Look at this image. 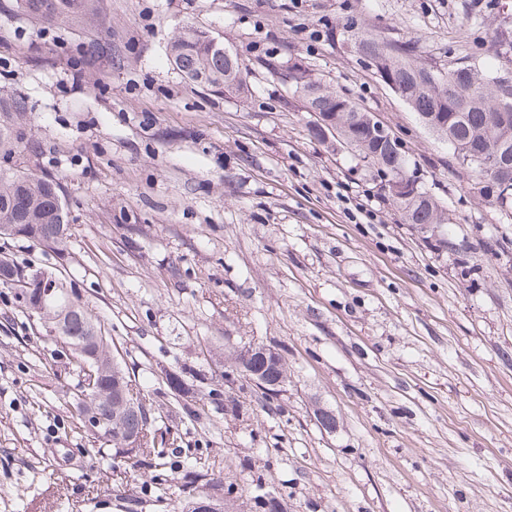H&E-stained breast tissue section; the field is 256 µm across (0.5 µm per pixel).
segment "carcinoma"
Instances as JSON below:
<instances>
[{
  "mask_svg": "<svg viewBox=\"0 0 512 512\" xmlns=\"http://www.w3.org/2000/svg\"><path fill=\"white\" fill-rule=\"evenodd\" d=\"M94 0H21V7L33 17L52 23L62 15H85L92 11ZM341 36L358 59L371 67L372 73L388 89H397L399 97L416 114H431L437 119L448 112L458 113L453 121V141L448 143L454 156V167L460 173H474L483 179L488 171L477 161L463 164L456 156V146H465L473 152L496 144L505 138L512 141V123L506 127L495 122L493 113L497 105L512 113V83L499 84L494 76L508 67L512 69V37L500 34L491 44L490 66L478 72L465 62V57L446 70L428 68L417 61L418 46L414 39L400 40L374 34L363 28L357 20L348 19L340 29ZM169 53L179 60L178 70L190 82L210 87L226 95L240 94L247 87L246 77L240 67L238 55L229 52L224 57L217 53L205 36V31L186 27L170 45ZM267 69L280 74L288 82L293 94L301 98L307 111L323 112L341 122L344 140L356 143L353 152L387 178L403 183L401 173L411 177L404 183L403 191L395 197L388 195L392 206L409 224H437L441 221L442 206L423 187L416 172L410 169L406 152L395 151L391 145L373 136L364 120V109L347 95L328 86L310 95L314 87L312 77L303 66L297 75L289 72L286 62L269 59ZM22 147L15 134L13 117L0 113V152L12 154ZM12 224L15 233L10 238H23L39 245L64 251L67 244L65 203L58 182L15 169L0 168V225ZM33 270L20 268L0 259V282L16 288L30 280ZM57 312L64 314L63 330L50 336L61 347L66 359L67 374L82 383L85 368L95 373L96 389L83 396L72 394L80 421L99 417L103 428H114V434L97 437L99 447L94 453L103 459H116L126 454V449L114 442L120 435H143L144 443L134 459L155 461L166 469L172 478H180L184 485L196 489L234 492L236 483L224 482V477L213 472L190 468L182 450L166 434L150 426L151 404L141 395L136 379L120 368L113 370L110 363L112 349L102 350L93 343L101 329V322L92 317L85 304L73 291L61 285L56 288ZM256 371L261 373L269 386L264 393L273 396L280 388L272 385L277 380L272 365L259 353L251 357ZM166 385L172 393L186 397L190 385L183 374H165ZM131 402L134 410L119 411Z\"/></svg>",
  "mask_w": 512,
  "mask_h": 512,
  "instance_id": "1",
  "label": "carcinoma"
}]
</instances>
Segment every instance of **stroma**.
Returning a JSON list of instances; mask_svg holds the SVG:
<instances>
[{
    "label": "stroma",
    "instance_id": "1",
    "mask_svg": "<svg viewBox=\"0 0 512 512\" xmlns=\"http://www.w3.org/2000/svg\"><path fill=\"white\" fill-rule=\"evenodd\" d=\"M476 68L512 0H96L45 24L0 0V110L24 101L0 167L58 182L64 252L0 255L65 280L191 463L237 482L232 512H512V208L449 167L445 141L341 43L346 17ZM187 26L234 48L245 93L185 80ZM302 64L387 125L441 202L439 243L406 223L376 170L311 133L269 58ZM81 62L83 82L72 83ZM0 285V512H125L155 468L95 457L55 346ZM271 346L273 401L230 369ZM202 371L193 419L165 383ZM334 428L322 429L319 413Z\"/></svg>",
    "mask_w": 512,
    "mask_h": 512
}]
</instances>
